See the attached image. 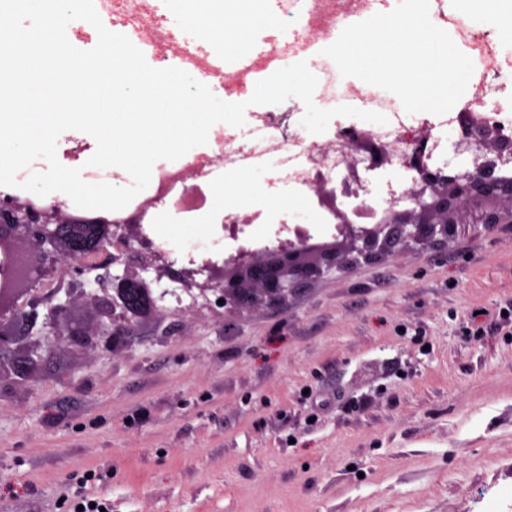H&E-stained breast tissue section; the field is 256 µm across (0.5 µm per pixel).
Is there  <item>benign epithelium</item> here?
Segmentation results:
<instances>
[{"label":"benign epithelium","mask_w":512,"mask_h":512,"mask_svg":"<svg viewBox=\"0 0 512 512\" xmlns=\"http://www.w3.org/2000/svg\"><path fill=\"white\" fill-rule=\"evenodd\" d=\"M428 136L419 138L408 165L419 170L416 204L389 215L386 224L341 225L329 249L312 251L299 237L218 265L175 270L166 252L147 238L137 216L115 224L107 216L79 217L58 206L26 199L0 203V390L21 387L41 370L50 354L64 349L85 354L104 345L125 347L143 323L163 324L170 290L181 284L195 298L207 292L223 300L226 313L281 306L303 282L358 258L389 257L399 250L446 244L461 224L512 223V180L493 164L448 174L423 164ZM467 147L498 159H512V139L468 119L458 128L455 148ZM138 247H132V244ZM105 271L102 293L86 275ZM204 276L199 282L196 276Z\"/></svg>","instance_id":"obj_1"}]
</instances>
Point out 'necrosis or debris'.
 <instances>
[{
  "mask_svg": "<svg viewBox=\"0 0 512 512\" xmlns=\"http://www.w3.org/2000/svg\"><path fill=\"white\" fill-rule=\"evenodd\" d=\"M375 0H283L282 14L288 38L272 49L275 57H294L302 44L335 37L338 17L355 14L373 6ZM99 16L117 17L119 24H127L130 16H137L148 38L154 39L153 56L165 59L169 55L191 54L189 44L171 39L157 9L151 0H94ZM462 35L472 56L481 62L486 74H499L505 60L496 40L475 25L464 26ZM315 75L318 79L316 99L330 107L341 105L392 114L390 122L375 126L357 127V134L367 143L381 149L393 167L404 170L405 179L398 187L388 189L377 200L367 195H337L333 207L318 206V222L322 226L336 225L338 212H346L350 219L367 218L372 223H382L386 214L392 213L411 202V194L419 175L407 168L406 160L414 151L418 134L408 124L397 107L396 96L386 90H376L352 83L342 77L336 64L326 56H319ZM473 118L488 121L500 127L503 134L512 137V114L499 104L489 100L486 93L478 92L463 100L457 112L449 115L447 122L459 124L462 119ZM279 126L270 119H262L255 133L245 145L235 144L233 138L216 132L212 143L220 153L225 166H240L253 160H277L284 182L293 188L314 187L316 182L337 185L350 169H358L368 177L381 176L382 167L376 166L368 153L355 148L344 133L335 139L315 147L300 136L282 137ZM154 194L136 208L141 223H156L159 205L179 211H198L206 204L205 196L193 192L187 184L185 170L161 168L153 175Z\"/></svg>",
  "mask_w": 512,
  "mask_h": 512,
  "instance_id": "obj_1",
  "label": "necrosis or debris"
}]
</instances>
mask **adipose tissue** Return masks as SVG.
<instances>
[{"instance_id":"obj_1","label":"adipose tissue","mask_w":512,"mask_h":512,"mask_svg":"<svg viewBox=\"0 0 512 512\" xmlns=\"http://www.w3.org/2000/svg\"><path fill=\"white\" fill-rule=\"evenodd\" d=\"M257 0H175L169 14L172 27L188 36H205L215 49L241 52L249 49L256 27L276 28L272 14L256 10ZM455 11L475 15L484 26L497 30L512 50V0H451ZM215 207L201 212L197 224L189 226L166 218L159 231L167 243L180 248L202 238L207 224L218 221L224 211L258 207L271 214L287 213L298 224H310L315 214L299 203L296 190L280 182L278 165L244 170L222 177L213 191Z\"/></svg>"}]
</instances>
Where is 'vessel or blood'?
I'll return each instance as SVG.
<instances>
[{"mask_svg": "<svg viewBox=\"0 0 512 512\" xmlns=\"http://www.w3.org/2000/svg\"><path fill=\"white\" fill-rule=\"evenodd\" d=\"M267 53L266 46L259 45L237 53L231 60L222 54L214 53L199 62L193 57L176 54L172 56L171 64L182 70H192L197 81L220 89L224 86L225 77L233 72L242 75L251 74L255 78L265 79L266 72L259 61Z\"/></svg>", "mask_w": 512, "mask_h": 512, "instance_id": "obj_1", "label": "vessel or blood"}]
</instances>
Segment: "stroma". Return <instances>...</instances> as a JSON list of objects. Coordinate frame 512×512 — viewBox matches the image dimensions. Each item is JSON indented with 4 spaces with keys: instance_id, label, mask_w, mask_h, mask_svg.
<instances>
[{
    "instance_id": "1",
    "label": "stroma",
    "mask_w": 512,
    "mask_h": 512,
    "mask_svg": "<svg viewBox=\"0 0 512 512\" xmlns=\"http://www.w3.org/2000/svg\"><path fill=\"white\" fill-rule=\"evenodd\" d=\"M95 146L57 158L93 183ZM510 306L512 223L469 224L283 307L201 297L120 353L55 352L0 397V512H512V324L472 323Z\"/></svg>"
}]
</instances>
